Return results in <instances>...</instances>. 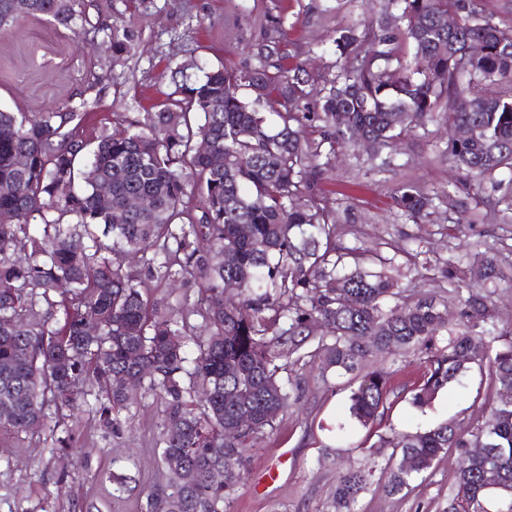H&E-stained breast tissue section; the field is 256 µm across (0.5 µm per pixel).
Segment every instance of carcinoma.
Wrapping results in <instances>:
<instances>
[{
    "instance_id": "carcinoma-1",
    "label": "carcinoma",
    "mask_w": 512,
    "mask_h": 512,
    "mask_svg": "<svg viewBox=\"0 0 512 512\" xmlns=\"http://www.w3.org/2000/svg\"><path fill=\"white\" fill-rule=\"evenodd\" d=\"M384 3L391 18L340 31L314 113V77L280 65L288 42L278 22L256 45L258 64L208 70L191 84L176 80L163 109L142 122L115 121L94 143L70 108H0V403L14 402L0 417L1 433L38 425L51 402L59 413L74 407L88 380L105 387L94 411L112 430L134 394L157 390L166 405L167 478L147 490L145 512H227L246 453L290 406L286 361L318 321L329 333L318 343L327 369L351 372L399 350L423 359V379L410 390L417 407L476 362L487 364L495 387L512 389V331L480 292L501 273L497 250L440 269L456 283V318L448 302L433 298L389 305L397 281L386 262L367 269L357 249L336 246L335 225L310 190L326 163L307 123H324L332 146L359 143L377 156L436 120L448 127L446 153L459 175L443 195L468 186L512 211V26H500L480 0ZM78 6L0 0V30L22 19L70 29ZM109 38L119 55L132 49L124 27H112ZM473 43L481 54H469ZM268 110L277 124L267 121ZM211 154L229 158L224 170L211 167ZM105 183L108 206L98 193ZM135 195L150 197L152 207L127 209ZM435 200L411 183L395 197L415 221L431 214ZM130 252L152 253L149 264L161 255L163 276L199 282L187 310L201 317L199 327L171 316L163 301L144 299L145 283L123 259ZM227 282L237 285V299H224ZM89 310L99 320L94 335L84 328ZM53 322L61 327L49 328ZM450 324L448 345L433 350ZM116 378L121 383L111 384ZM389 378L384 367L362 374L349 407L358 423L380 416ZM237 403L251 406L255 419L233 447L224 430L235 425ZM484 410L469 440L448 422L398 439L412 466L390 469L388 492H401L447 449L480 446L484 453L467 455L456 471L447 512H487L491 498L512 512V403L487 399ZM370 476L365 468L342 472L334 508L354 512Z\"/></svg>"
}]
</instances>
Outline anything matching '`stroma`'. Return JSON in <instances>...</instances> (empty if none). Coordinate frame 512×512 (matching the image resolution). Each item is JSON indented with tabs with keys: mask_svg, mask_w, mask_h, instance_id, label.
Returning <instances> with one entry per match:
<instances>
[{
	"mask_svg": "<svg viewBox=\"0 0 512 512\" xmlns=\"http://www.w3.org/2000/svg\"><path fill=\"white\" fill-rule=\"evenodd\" d=\"M83 25L71 31L47 21L27 19L0 32V107L34 113L57 106H79L81 131L95 139L113 120L137 121L157 111L171 92V72L183 68L197 79L202 68H238L251 62L248 49L258 43L267 23L280 21L288 40L285 66L303 65L326 72L334 59L337 31L366 24L380 12L379 0H83ZM131 30L136 48L118 56L108 36L112 26ZM446 129L429 122L412 132L392 155L390 170L378 171L365 149L336 147L330 164L311 189L329 209L338 246L357 248L368 257L390 260L402 300L425 295L452 298L453 288L436 262L456 254L497 249L512 261V234L503 230L493 200L476 204L466 193L455 196L459 213H477L459 237L448 235V208L416 224L398 209L401 184L425 192L447 188L451 178L445 154ZM425 252L412 256L416 246ZM129 262L141 268L149 299L168 298L174 309L198 298L195 281L170 282L147 270L140 255ZM307 355L290 380L295 404L281 413L276 427L247 454L246 471L231 495L229 512H333L330 502L340 472L350 466L373 470L357 512H445L451 479L462 461L460 449L442 453L433 467L399 494L382 490L392 447L380 439L412 434L440 422L452 423L469 437L485 413L491 394L487 368L471 365L458 382L424 408L413 407L409 390L421 376L420 361L388 357L393 392L372 425L358 424L349 396L358 373L323 372L314 352L323 327L313 329ZM87 405L19 435L0 437V512H144V492L166 479L159 442L165 430V403L154 392L135 395L120 414L121 427L103 426L91 409L101 387H82ZM69 439L61 449L58 439ZM132 481L122 499L112 497V475Z\"/></svg>",
	"mask_w": 512,
	"mask_h": 512,
	"instance_id": "35a3bbf8",
	"label": "stroma"
}]
</instances>
